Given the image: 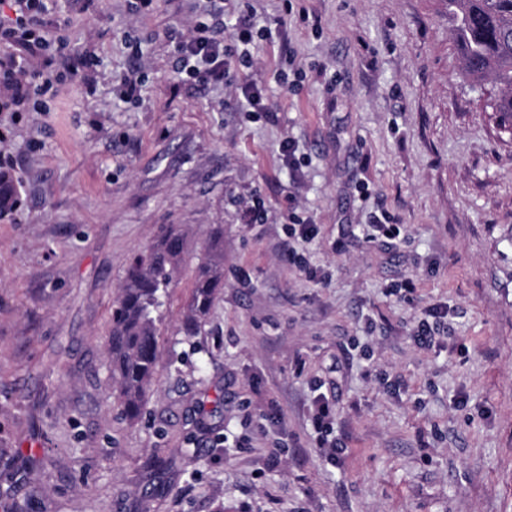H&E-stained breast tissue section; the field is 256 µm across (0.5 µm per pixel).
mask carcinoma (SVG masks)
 <instances>
[{
    "mask_svg": "<svg viewBox=\"0 0 512 512\" xmlns=\"http://www.w3.org/2000/svg\"><path fill=\"white\" fill-rule=\"evenodd\" d=\"M463 76L478 84L490 78L497 87L491 107L498 125L512 130V0H443ZM17 184L0 173V215L17 204ZM224 230L213 229L205 261L198 266L182 330L198 334L224 287ZM186 249L176 225L165 227L156 242L138 253L125 271L112 305L107 349L121 414L138 420L160 365V323Z\"/></svg>",
    "mask_w": 512,
    "mask_h": 512,
    "instance_id": "obj_1",
    "label": "carcinoma"
}]
</instances>
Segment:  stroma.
<instances>
[{
  "label": "stroma",
  "instance_id": "stroma-1",
  "mask_svg": "<svg viewBox=\"0 0 512 512\" xmlns=\"http://www.w3.org/2000/svg\"><path fill=\"white\" fill-rule=\"evenodd\" d=\"M137 4L58 0L45 24L77 73L0 112L19 191L0 218V512H512V144L461 78L442 0H226L287 31L240 70L271 121L179 71L212 0ZM125 75L139 96L120 97ZM297 217L315 228L294 243L304 272L282 258ZM169 224L187 246L130 422L112 303ZM216 224L224 286L189 339ZM433 309L443 342L423 350ZM320 393L347 446L335 466ZM336 411L335 403L330 400L325 394H319L315 400V412L312 417V422L318 434H321L319 439V448L326 460L333 465H337L340 461V455L345 451L344 445L340 440L328 442L325 436H328L332 420Z\"/></svg>",
  "mask_w": 512,
  "mask_h": 512
}]
</instances>
